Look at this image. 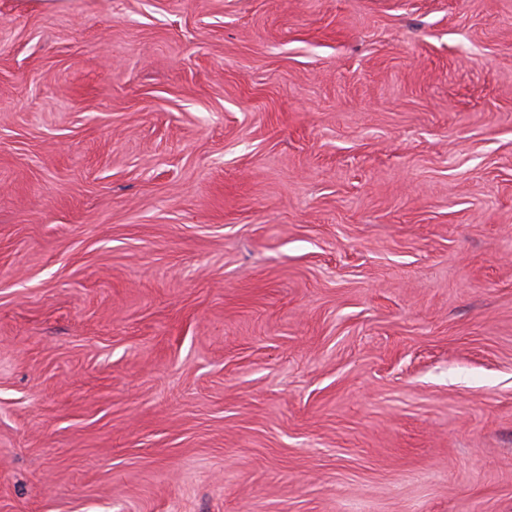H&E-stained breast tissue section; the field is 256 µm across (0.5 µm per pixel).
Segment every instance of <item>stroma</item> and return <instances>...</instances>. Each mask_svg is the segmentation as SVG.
<instances>
[{"label":"stroma","instance_id":"stroma-1","mask_svg":"<svg viewBox=\"0 0 512 512\" xmlns=\"http://www.w3.org/2000/svg\"><path fill=\"white\" fill-rule=\"evenodd\" d=\"M0 512H512V0H0Z\"/></svg>","mask_w":512,"mask_h":512}]
</instances>
